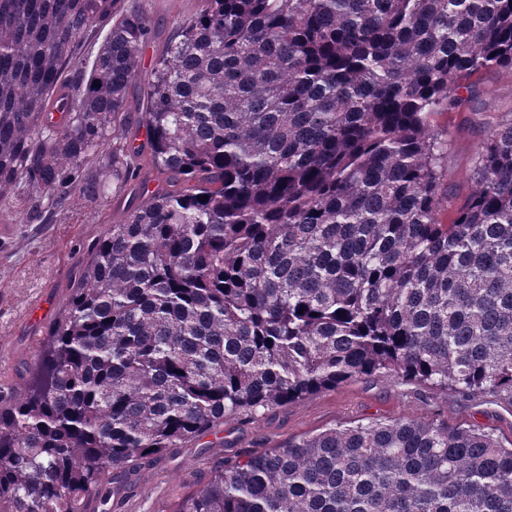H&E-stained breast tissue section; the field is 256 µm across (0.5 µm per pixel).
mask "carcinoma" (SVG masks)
<instances>
[{
	"label": "carcinoma",
	"mask_w": 512,
	"mask_h": 512,
	"mask_svg": "<svg viewBox=\"0 0 512 512\" xmlns=\"http://www.w3.org/2000/svg\"><path fill=\"white\" fill-rule=\"evenodd\" d=\"M150 37L116 0H0V200L19 190L29 224L93 203L98 158L142 197L0 394V512H112L167 449L355 378L512 401V119L445 221L430 125L512 70V0H202L144 72ZM173 512H512V443L333 427L214 468Z\"/></svg>",
	"instance_id": "1"
}]
</instances>
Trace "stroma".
<instances>
[{
  "label": "stroma",
  "instance_id": "stroma-1",
  "mask_svg": "<svg viewBox=\"0 0 512 512\" xmlns=\"http://www.w3.org/2000/svg\"><path fill=\"white\" fill-rule=\"evenodd\" d=\"M137 1L146 8L153 28L142 53L147 67L167 45L174 20L195 12L199 2L117 0V6L122 9ZM472 83V95L462 108L431 118L434 128L448 133L447 206L451 209L474 190L470 169L487 122L512 117V70H488ZM138 201L136 186L118 190L109 185L97 205L75 200L69 212L48 224L21 223L13 208L0 203V393L14 394L23 388L21 371L33 364L93 243ZM399 418L448 426L475 424L502 443L512 442V402L491 397L467 401L381 374L254 416L225 418L222 426L154 457L126 488L119 512H172L178 497L214 467L336 425Z\"/></svg>",
  "mask_w": 512,
  "mask_h": 512
}]
</instances>
